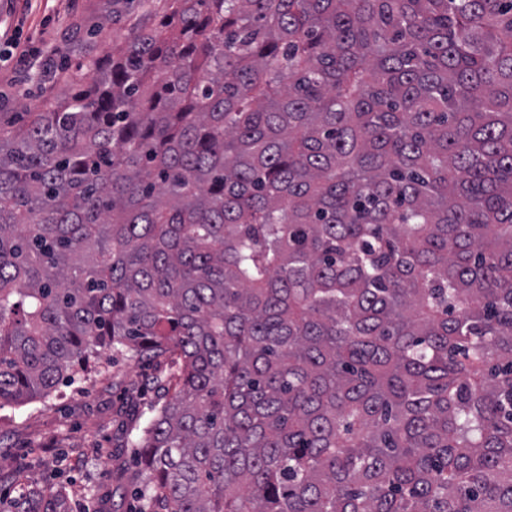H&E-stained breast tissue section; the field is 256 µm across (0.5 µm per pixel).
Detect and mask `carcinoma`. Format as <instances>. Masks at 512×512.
<instances>
[{"label":"carcinoma","instance_id":"obj_1","mask_svg":"<svg viewBox=\"0 0 512 512\" xmlns=\"http://www.w3.org/2000/svg\"><path fill=\"white\" fill-rule=\"evenodd\" d=\"M112 18L0 125V408L124 350L139 512H512V0Z\"/></svg>","mask_w":512,"mask_h":512}]
</instances>
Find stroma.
Wrapping results in <instances>:
<instances>
[{"label": "stroma", "instance_id": "obj_1", "mask_svg": "<svg viewBox=\"0 0 512 512\" xmlns=\"http://www.w3.org/2000/svg\"><path fill=\"white\" fill-rule=\"evenodd\" d=\"M110 0H0V30L68 55L71 65L126 42ZM70 92L68 76H40L18 56H0V116L23 120L48 98ZM100 373L77 374L45 400L0 409V512H13L14 476L66 486L72 512H131L139 451L132 448L164 397L169 364L141 366L102 352Z\"/></svg>", "mask_w": 512, "mask_h": 512}]
</instances>
